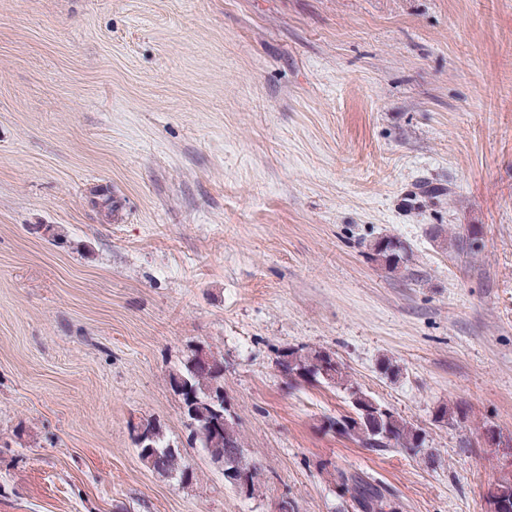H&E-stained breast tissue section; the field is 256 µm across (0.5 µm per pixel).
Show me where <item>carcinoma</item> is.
<instances>
[{"instance_id":"obj_1","label":"carcinoma","mask_w":512,"mask_h":512,"mask_svg":"<svg viewBox=\"0 0 512 512\" xmlns=\"http://www.w3.org/2000/svg\"><path fill=\"white\" fill-rule=\"evenodd\" d=\"M374 251L391 272L398 271L407 261L405 248L393 238L378 241ZM275 365L291 383L337 384L348 392L354 415L327 418L329 430L364 448H403L428 462L434 461L435 454L426 447L424 432L367 395L342 372L332 352L305 346L286 348L278 352ZM169 383L179 397L191 447L201 449L209 461L224 465V480H242L250 491H255L260 486L262 469L245 452L236 418L222 415L226 408L214 402L224 393L223 355L202 342L190 347L181 365L169 373ZM146 429L148 435L135 439L141 459L163 476L192 484L195 473L185 462L182 450L170 444L155 424L146 423ZM336 481L350 494L359 512L401 509L389 489L359 474L338 470ZM496 487L495 512H512V477L501 479Z\"/></svg>"}]
</instances>
